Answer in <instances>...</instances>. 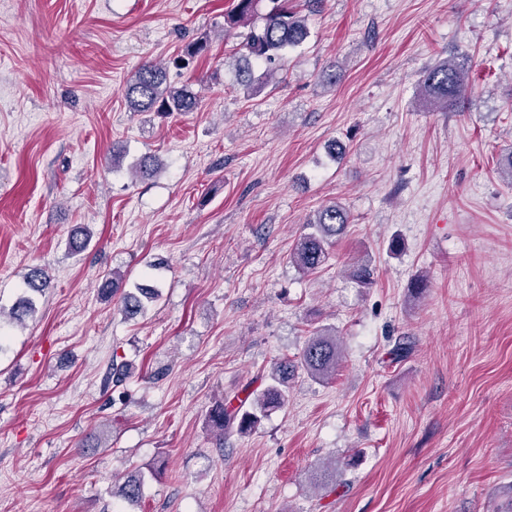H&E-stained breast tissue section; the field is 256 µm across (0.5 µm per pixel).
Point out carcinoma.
Here are the masks:
<instances>
[{
    "instance_id": "obj_1",
    "label": "carcinoma",
    "mask_w": 512,
    "mask_h": 512,
    "mask_svg": "<svg viewBox=\"0 0 512 512\" xmlns=\"http://www.w3.org/2000/svg\"><path fill=\"white\" fill-rule=\"evenodd\" d=\"M238 27L249 28L243 43L245 59L263 65L268 77L284 65L286 51L299 46L308 36L305 17L298 15L288 0H236L234 7L224 14V28ZM208 51L209 40L198 38L185 44L173 64L186 67ZM467 64L466 57L460 60L450 56L428 68L421 79L426 99L442 109H455L468 93ZM124 96L131 110L152 112L164 118L175 112H191L197 106V97L191 88L172 84L167 67L156 64L142 66L127 83ZM159 170V161L152 155L140 158L131 166L134 177L140 180L153 178ZM350 223V213L345 206L333 203L320 208L306 224L307 232L298 238L290 256L292 263L304 273L321 269L330 258V248L345 234ZM348 276L363 288L372 285V270L365 262L351 265ZM23 284L25 295L9 312L10 319L19 323L35 313L36 298L47 288L48 276L43 268L33 266L24 274ZM100 290L108 298L119 296L120 310L127 319L144 314L149 304L159 298L156 287L144 284L126 287L124 275L116 271L103 278ZM341 357L335 331L325 327L315 330L297 358H285L277 363L263 389L251 392L236 408H226L221 401L216 403L208 415L213 431L221 440L226 430L234 429L241 434L254 431L268 412L282 407L288 384L297 370L302 369L310 377L324 381L336 372ZM143 482L144 476L139 472L128 475L118 495L128 501L139 499Z\"/></svg>"
}]
</instances>
